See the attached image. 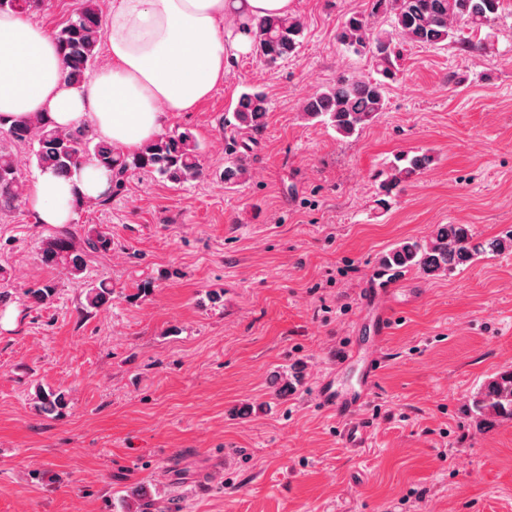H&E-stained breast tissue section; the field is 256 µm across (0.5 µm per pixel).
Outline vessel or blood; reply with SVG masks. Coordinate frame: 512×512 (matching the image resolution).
<instances>
[{
    "label": "vessel or blood",
    "instance_id": "b4317fda",
    "mask_svg": "<svg viewBox=\"0 0 512 512\" xmlns=\"http://www.w3.org/2000/svg\"><path fill=\"white\" fill-rule=\"evenodd\" d=\"M380 366L379 357H371L365 364L363 377L357 386L343 390L337 388L334 380L328 378L319 384L315 393V399L322 409L335 413L340 420L346 422L347 428L343 437L351 447L359 448L365 443L368 424L356 425L353 424L352 419L372 389Z\"/></svg>",
    "mask_w": 512,
    "mask_h": 512
}]
</instances>
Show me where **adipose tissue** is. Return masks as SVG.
<instances>
[{
    "mask_svg": "<svg viewBox=\"0 0 512 512\" xmlns=\"http://www.w3.org/2000/svg\"><path fill=\"white\" fill-rule=\"evenodd\" d=\"M294 0H112L109 62L80 86L62 78L52 34L27 15L0 13V117L43 113L62 127L89 126L125 152L162 133L174 112H191L224 82L250 42L243 22L291 15ZM108 173L84 160L68 176L37 172L28 204L39 223L69 224L77 198L109 187Z\"/></svg>",
    "mask_w": 512,
    "mask_h": 512,
    "instance_id": "ef3b65f1",
    "label": "adipose tissue"
}]
</instances>
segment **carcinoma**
Returning a JSON list of instances; mask_svg holds the SVG:
<instances>
[{
	"mask_svg": "<svg viewBox=\"0 0 512 512\" xmlns=\"http://www.w3.org/2000/svg\"><path fill=\"white\" fill-rule=\"evenodd\" d=\"M44 0H0V12L31 14L41 9ZM501 0H372L371 12L355 13L344 19L337 34L338 42L357 55H366L373 62L375 75L342 76L336 83L308 96L302 102L303 115L309 121L324 123L344 138L357 135L371 124L387 107L389 81L399 71L400 52L396 41L421 47L440 48L457 45L468 49H486L499 18ZM385 18V24L376 17ZM484 33L477 41L461 37L462 29ZM251 47L256 56L268 65L290 57L304 37L301 19L271 17L252 19L246 24ZM103 34V21L97 0H85L55 33L63 58L64 79L80 85L97 62V46ZM267 94L257 88L241 93L232 119L224 126L233 134L225 146L224 181L240 183L247 179V169L237 158L236 134L243 131L255 139L264 130L269 112ZM0 132L14 143L25 144L41 170L68 175L86 158L112 172L108 191L100 198L76 200V208L86 205L105 206L112 196L122 192L128 174L142 172L163 181L184 184L202 175L201 148L191 130L162 133L139 151L127 154L110 145L95 141L93 132L82 126L63 128L36 114L27 120L10 124L0 120ZM431 162L425 153H401L380 183L384 199L393 191L412 183ZM28 185L21 176L9 151L0 148V213L10 210L26 197ZM112 239L104 231L90 228L81 242L67 228L43 241L42 262L64 275L74 278L85 270L86 258L111 249ZM512 252V234L476 238L466 224H439L423 240H403L378 258L384 273L396 274L417 269L428 276H441L472 264L481 256H497ZM55 295L49 282L35 283L23 290L33 304H46ZM112 297V289L98 285L89 288L87 303L100 308ZM39 409L54 413L67 406L62 392L39 391ZM470 409L477 424L489 418L512 420V370H505L485 382L471 397Z\"/></svg>",
	"mask_w": 512,
	"mask_h": 512,
	"instance_id": "cac0c4a2",
	"label": "carcinoma"
}]
</instances>
